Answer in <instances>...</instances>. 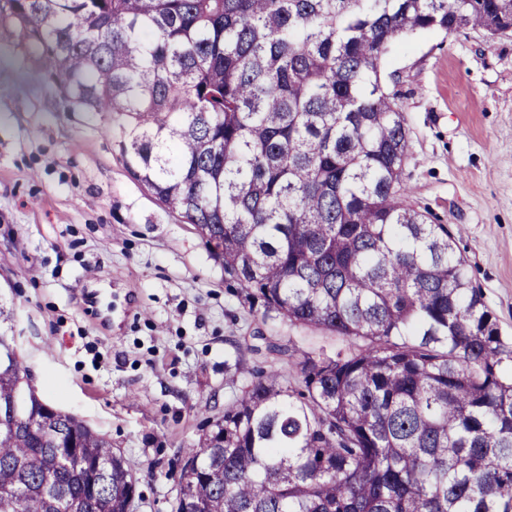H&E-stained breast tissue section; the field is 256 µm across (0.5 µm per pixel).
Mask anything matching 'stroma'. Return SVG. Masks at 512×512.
Instances as JSON below:
<instances>
[{
    "instance_id": "1",
    "label": "stroma",
    "mask_w": 512,
    "mask_h": 512,
    "mask_svg": "<svg viewBox=\"0 0 512 512\" xmlns=\"http://www.w3.org/2000/svg\"><path fill=\"white\" fill-rule=\"evenodd\" d=\"M407 129L409 201L447 225L512 336V34L414 32L381 63ZM57 70L0 21V306L42 398L112 441L135 512H172L182 451L236 397L233 336L289 357L318 331L250 314L211 246L127 170L106 112L73 107ZM289 357L251 367L300 377Z\"/></svg>"
}]
</instances>
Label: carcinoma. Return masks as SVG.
<instances>
[{"label":"carcinoma","mask_w":512,"mask_h":512,"mask_svg":"<svg viewBox=\"0 0 512 512\" xmlns=\"http://www.w3.org/2000/svg\"><path fill=\"white\" fill-rule=\"evenodd\" d=\"M109 112L130 174L195 225L250 312L342 346L235 363L175 512H512V338L443 224L409 201L381 84L407 32L495 35L512 0H0ZM0 512H132L112 442L46 404L0 336ZM246 363L248 364L249 367H262L265 370H269L271 367L279 368L288 377V384H290L293 387H297L300 385V377L297 374V372L295 370H290L289 372L288 357L272 358L247 353Z\"/></svg>","instance_id":"obj_1"}]
</instances>
